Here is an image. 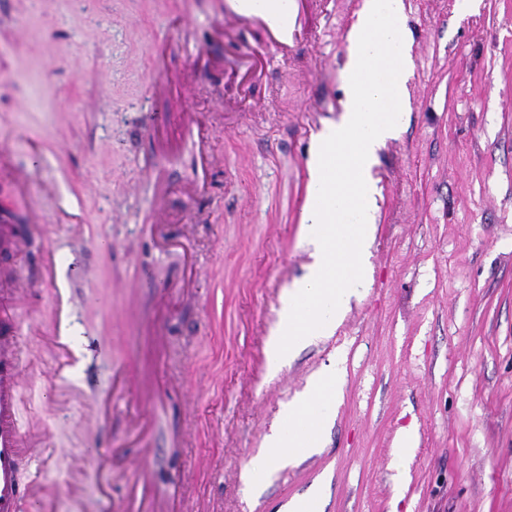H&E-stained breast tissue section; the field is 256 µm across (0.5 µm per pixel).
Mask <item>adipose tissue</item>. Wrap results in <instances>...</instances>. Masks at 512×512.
Returning <instances> with one entry per match:
<instances>
[{"instance_id":"adipose-tissue-1","label":"adipose tissue","mask_w":512,"mask_h":512,"mask_svg":"<svg viewBox=\"0 0 512 512\" xmlns=\"http://www.w3.org/2000/svg\"><path fill=\"white\" fill-rule=\"evenodd\" d=\"M340 399V373L332 371L313 383L306 395L289 403L282 425L266 441L258 469H268L285 458L320 448L328 423Z\"/></svg>"}]
</instances>
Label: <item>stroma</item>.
Listing matches in <instances>:
<instances>
[{
    "instance_id": "obj_1",
    "label": "stroma",
    "mask_w": 512,
    "mask_h": 512,
    "mask_svg": "<svg viewBox=\"0 0 512 512\" xmlns=\"http://www.w3.org/2000/svg\"><path fill=\"white\" fill-rule=\"evenodd\" d=\"M404 3L413 72L373 169L372 282L275 369L281 296L311 262L309 149L340 115L357 0H307L308 40L253 71L263 31H225L217 0H0V156L37 170L22 202L0 181L27 233L0 249V289L19 291V424L51 451L57 512H100L104 488L115 512H279L316 488L322 512H512V0ZM161 103L174 118L153 137ZM62 204L82 223H54ZM48 246L60 294L36 266ZM334 365L322 448L255 470L283 407Z\"/></svg>"
}]
</instances>
